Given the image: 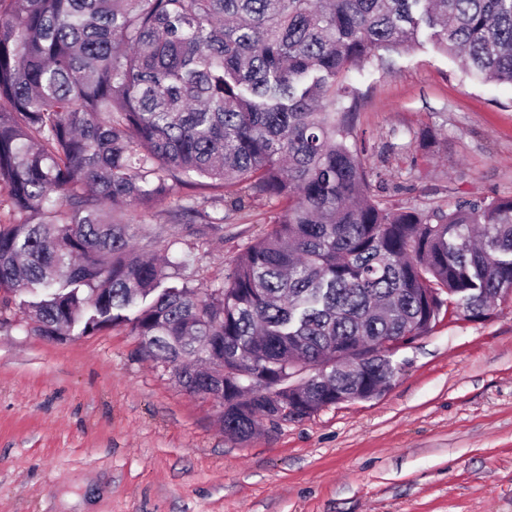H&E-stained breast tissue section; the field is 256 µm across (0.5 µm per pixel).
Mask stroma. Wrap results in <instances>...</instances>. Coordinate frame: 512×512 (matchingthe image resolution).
<instances>
[{
    "label": "stroma",
    "instance_id": "1",
    "mask_svg": "<svg viewBox=\"0 0 512 512\" xmlns=\"http://www.w3.org/2000/svg\"><path fill=\"white\" fill-rule=\"evenodd\" d=\"M381 206L430 211L512 196V86L479 83L428 35L346 73ZM280 208L266 198L196 248L222 278ZM0 292V512H512V299L446 316L393 356L369 400L227 438L129 328L54 340Z\"/></svg>",
    "mask_w": 512,
    "mask_h": 512
}]
</instances>
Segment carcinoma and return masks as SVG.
Masks as SVG:
<instances>
[{"label":"carcinoma","mask_w":512,"mask_h":512,"mask_svg":"<svg viewBox=\"0 0 512 512\" xmlns=\"http://www.w3.org/2000/svg\"><path fill=\"white\" fill-rule=\"evenodd\" d=\"M424 27L512 85V0H0V291L44 336L129 326L234 440L379 396L443 311L512 295V197L388 210L352 140L344 74ZM253 195L274 223L193 286ZM165 206L186 249L152 256L130 212Z\"/></svg>","instance_id":"carcinoma-1"}]
</instances>
